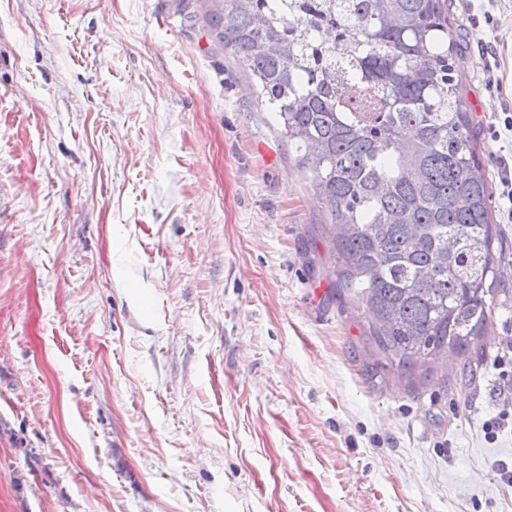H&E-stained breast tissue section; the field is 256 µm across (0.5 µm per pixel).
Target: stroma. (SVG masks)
<instances>
[{"label": "stroma", "instance_id": "35a3bbf8", "mask_svg": "<svg viewBox=\"0 0 512 512\" xmlns=\"http://www.w3.org/2000/svg\"><path fill=\"white\" fill-rule=\"evenodd\" d=\"M181 0H0V512H512L500 345L411 377ZM504 252L512 0H448ZM504 401L505 398L501 404L502 409L483 424L485 434L492 440L497 438L499 433L507 432L508 430L512 432V407L509 404L505 407Z\"/></svg>", "mask_w": 512, "mask_h": 512}]
</instances>
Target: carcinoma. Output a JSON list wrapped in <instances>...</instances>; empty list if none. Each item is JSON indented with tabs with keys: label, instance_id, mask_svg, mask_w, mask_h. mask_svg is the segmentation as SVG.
Instances as JSON below:
<instances>
[{
	"label": "carcinoma",
	"instance_id": "obj_1",
	"mask_svg": "<svg viewBox=\"0 0 512 512\" xmlns=\"http://www.w3.org/2000/svg\"><path fill=\"white\" fill-rule=\"evenodd\" d=\"M335 228L339 276L403 372L487 340L500 257L442 0H212Z\"/></svg>",
	"mask_w": 512,
	"mask_h": 512
}]
</instances>
